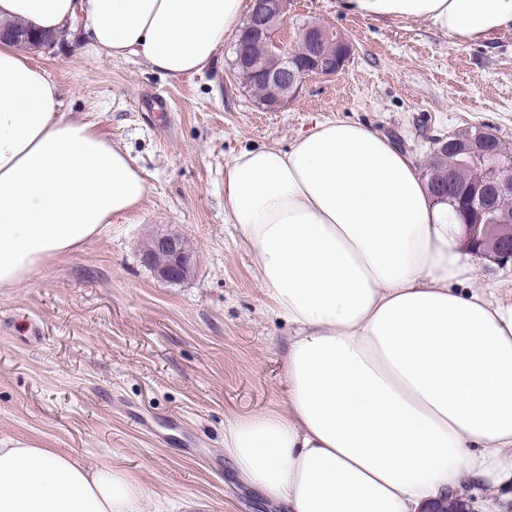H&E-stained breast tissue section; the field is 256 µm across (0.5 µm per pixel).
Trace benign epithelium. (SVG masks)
<instances>
[{
  "mask_svg": "<svg viewBox=\"0 0 512 512\" xmlns=\"http://www.w3.org/2000/svg\"><path fill=\"white\" fill-rule=\"evenodd\" d=\"M290 4L291 0H255L248 23L236 39L232 78L246 88L260 86V105L273 112L286 108L305 81L336 76L352 53L347 37L338 39L335 28L314 21L299 30L296 44L307 46L308 53L296 61L294 50L278 37ZM255 45L262 46V55L246 50ZM497 141L498 136L484 128L474 139L441 138L433 151L438 162L426 166L424 173L435 199L465 203V216L473 218L464 224L465 249L479 258L508 262L512 261V214L496 211L493 202L512 200V157L497 153ZM450 150L471 155L468 183L461 196L454 172L439 162ZM143 260L159 277L177 283L193 273L196 256L188 238L174 231L153 238L144 247Z\"/></svg>",
  "mask_w": 512,
  "mask_h": 512,
  "instance_id": "1",
  "label": "benign epithelium"
}]
</instances>
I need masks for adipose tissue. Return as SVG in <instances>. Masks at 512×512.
<instances>
[{
  "mask_svg": "<svg viewBox=\"0 0 512 512\" xmlns=\"http://www.w3.org/2000/svg\"><path fill=\"white\" fill-rule=\"evenodd\" d=\"M458 43L512 29V0H339ZM245 0H0V22L80 26L98 56L178 78L207 69ZM146 172L56 82L0 42V287L116 224ZM224 212L273 310L294 328L284 408L236 421L239 477L282 512H424L467 487H512V289L478 284L453 209L371 127L315 123L224 167ZM123 470L47 448H0V512H142Z\"/></svg>",
  "mask_w": 512,
  "mask_h": 512,
  "instance_id": "ef3b65f1",
  "label": "adipose tissue"
}]
</instances>
